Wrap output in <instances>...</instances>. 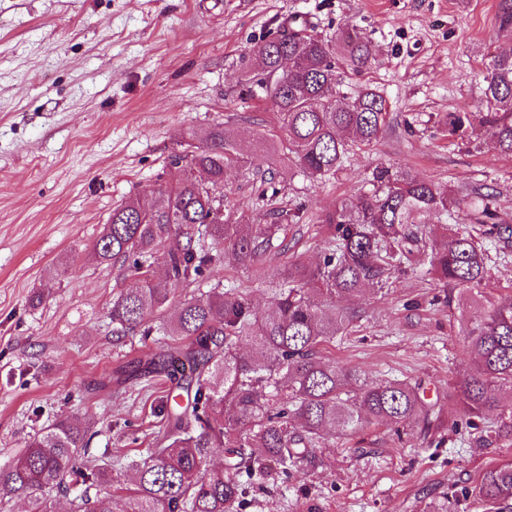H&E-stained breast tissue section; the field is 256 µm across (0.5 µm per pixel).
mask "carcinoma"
I'll return each instance as SVG.
<instances>
[{"label":"carcinoma","mask_w":512,"mask_h":512,"mask_svg":"<svg viewBox=\"0 0 512 512\" xmlns=\"http://www.w3.org/2000/svg\"><path fill=\"white\" fill-rule=\"evenodd\" d=\"M495 37L508 47L490 55L479 126L468 112H450L444 128L450 140L483 138L512 154V0H498ZM374 59L373 45L356 30L325 39L303 17L250 50L243 81L259 87L277 112L288 165L322 178L340 169L353 143L379 138L389 115L383 92L364 87L349 101L339 92V71L361 72ZM170 165L180 169V180L160 186L149 206L137 198L114 206L95 244L100 262L140 282L113 298V335L146 340L161 332L173 342L159 360L135 369L178 390L154 409L162 423L155 447L125 463L133 484L115 489L111 461L94 469L83 464L86 429L59 419L0 468V500L24 496L30 512H53L54 491L66 499L67 512H237L246 494L241 476L261 481L274 468L286 476L320 464L317 449L327 433L431 428L435 405L421 396V384L369 383L360 371L324 358L322 347L360 320L353 300L384 290L393 268L423 243L422 225L448 221L468 198L480 201L470 224L483 227L481 236L511 240L512 224L499 215L494 196L477 188L443 191L407 171L382 172L373 193L343 199L323 214L328 252L314 267L296 261L284 268L270 312L258 314L234 289L212 288L168 316L172 288L200 285L224 252L259 274L263 258L288 251L279 237V170L261 169L231 131L217 125L191 137ZM234 168L259 176L255 192L266 223L225 211L219 189ZM159 259L163 284L153 280ZM488 262L469 224L445 229L431 247L432 269L470 309L474 367L448 396L472 416L471 427L473 418L498 411L491 433L478 437L490 445L512 438V304L483 305ZM338 297L346 305H336ZM245 341L251 351L242 353ZM217 453L223 464L209 466ZM473 493L494 512H512V464L486 467Z\"/></svg>","instance_id":"cac0c4a2"}]
</instances>
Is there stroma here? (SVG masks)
<instances>
[{
    "mask_svg": "<svg viewBox=\"0 0 512 512\" xmlns=\"http://www.w3.org/2000/svg\"><path fill=\"white\" fill-rule=\"evenodd\" d=\"M497 0H0V467L58 418L89 423L88 466L110 457L127 482L125 456L142 453L128 432L152 433L156 393L118 387L115 370L154 358L165 339L118 338L109 309L135 278L100 263L94 244L114 205L150 200L178 180L170 153L189 133L223 124L245 153L264 158L256 130H278L274 112L243 88L244 54L295 16L331 37L354 26L376 49L370 68L345 72L340 92L377 87L389 124L352 147L324 179L281 171L288 251L268 274L225 255L198 288H241L257 312L271 307L273 272L328 248L319 217L347 197L371 194L376 170H406L441 187L478 186L512 215V154L451 141L449 112L483 111L482 88ZM253 176L231 171L230 211L254 217ZM489 299L512 302V242L489 246ZM43 299L31 305L30 297ZM430 270L429 251L397 268L386 293L357 299L364 317L323 354L369 381L421 383L458 432L379 428L364 442L327 438L325 464L251 488L242 512H487L464 494L492 463L512 460V441L480 445L448 389L472 367L465 324Z\"/></svg>",
    "mask_w": 512,
    "mask_h": 512,
    "instance_id": "35a3bbf8",
    "label": "stroma"
}]
</instances>
